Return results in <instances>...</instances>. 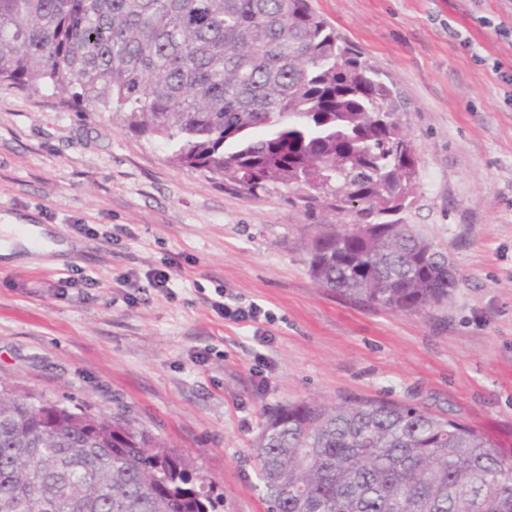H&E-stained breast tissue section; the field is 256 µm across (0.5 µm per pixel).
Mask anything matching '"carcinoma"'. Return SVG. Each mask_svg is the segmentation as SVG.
Masks as SVG:
<instances>
[{
	"label": "carcinoma",
	"mask_w": 512,
	"mask_h": 512,
	"mask_svg": "<svg viewBox=\"0 0 512 512\" xmlns=\"http://www.w3.org/2000/svg\"><path fill=\"white\" fill-rule=\"evenodd\" d=\"M0 81L120 115L182 165L329 209L309 276L346 301L423 313L448 255L393 218L419 180L392 87L310 0H0ZM267 512H512V448L384 397L288 403L254 443ZM214 487L121 413L0 386V512H210Z\"/></svg>",
	"instance_id": "1"
}]
</instances>
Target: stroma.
<instances>
[{
  "label": "stroma",
  "instance_id": "obj_1",
  "mask_svg": "<svg viewBox=\"0 0 512 512\" xmlns=\"http://www.w3.org/2000/svg\"><path fill=\"white\" fill-rule=\"evenodd\" d=\"M311 4L400 102L420 168L400 216L459 273L440 307L350 304L306 265L334 213L305 214L282 187L228 189L111 113L0 83V224H38L68 246L0 256V382L168 436L214 484L215 512H266L252 443L265 412L291 402L382 394L512 444V104L475 61L512 64V45L474 20L511 16L512 0ZM77 223L105 225L114 244ZM171 258L186 270L171 294L119 282ZM219 297L274 320H226Z\"/></svg>",
  "mask_w": 512,
  "mask_h": 512
}]
</instances>
